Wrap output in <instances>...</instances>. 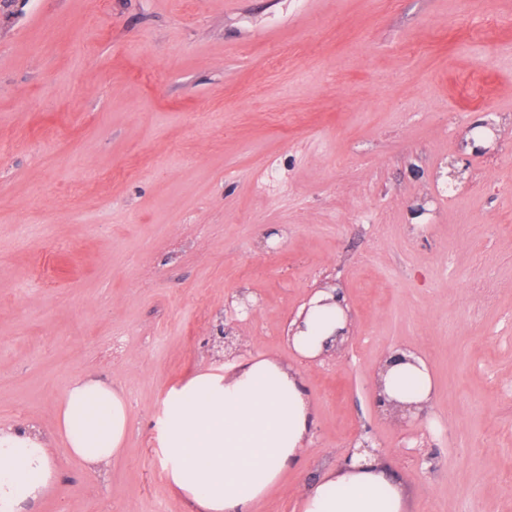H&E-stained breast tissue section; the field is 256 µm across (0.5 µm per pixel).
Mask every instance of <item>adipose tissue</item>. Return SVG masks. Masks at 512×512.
<instances>
[{"mask_svg": "<svg viewBox=\"0 0 512 512\" xmlns=\"http://www.w3.org/2000/svg\"><path fill=\"white\" fill-rule=\"evenodd\" d=\"M346 327L338 297L310 301L293 350L314 358ZM388 399L429 404L433 377L420 357L381 374ZM130 422L123 392L93 377L68 387L58 427L69 455L101 469L118 455ZM313 423L303 381L293 366L269 358L234 365L232 374L201 372L172 388L164 403L159 446L173 490L192 512H251L253 503L295 462ZM52 441L36 427L0 428V512H24L57 479ZM302 512H406L404 496L371 453L325 473L305 492Z\"/></svg>", "mask_w": 512, "mask_h": 512, "instance_id": "obj_1", "label": "adipose tissue"}]
</instances>
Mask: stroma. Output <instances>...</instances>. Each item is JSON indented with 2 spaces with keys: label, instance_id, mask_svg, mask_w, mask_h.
<instances>
[{
  "label": "stroma",
  "instance_id": "1",
  "mask_svg": "<svg viewBox=\"0 0 512 512\" xmlns=\"http://www.w3.org/2000/svg\"><path fill=\"white\" fill-rule=\"evenodd\" d=\"M325 278L351 338L314 362L287 329ZM225 331L314 410L252 512L361 437L406 512H512V0H0V426L56 431L86 375L130 411L102 471L56 444L34 512H188L163 404ZM401 348L435 386L407 421L374 401Z\"/></svg>",
  "mask_w": 512,
  "mask_h": 512
}]
</instances>
